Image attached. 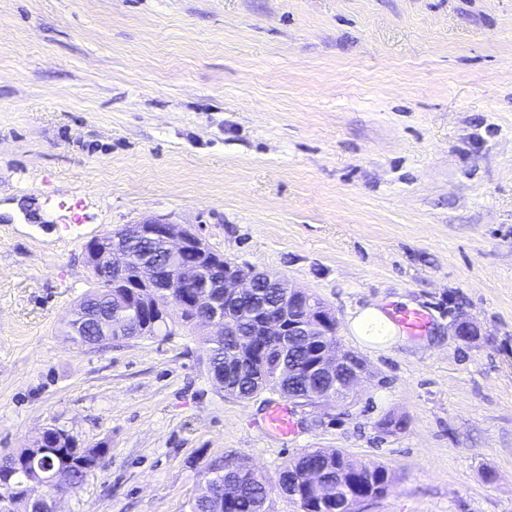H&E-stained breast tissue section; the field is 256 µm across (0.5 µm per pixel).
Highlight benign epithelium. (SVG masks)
I'll use <instances>...</instances> for the list:
<instances>
[{
    "label": "benign epithelium",
    "mask_w": 512,
    "mask_h": 512,
    "mask_svg": "<svg viewBox=\"0 0 512 512\" xmlns=\"http://www.w3.org/2000/svg\"><path fill=\"white\" fill-rule=\"evenodd\" d=\"M85 259L90 269L107 278L110 287L120 290L135 283L139 288H159L178 308L176 289L184 285L197 289L196 305L206 309L207 315L194 322L215 329L217 336L236 335L234 320L241 299L253 293L257 280L265 279L288 289V310L278 319L259 318L253 335L303 337V346L312 354L310 372L336 375L337 403L351 397L366 373L363 359L341 351L337 342L321 347L310 342L311 336L336 335L335 318L318 298L288 282L224 261V255L210 248L199 233L179 224L159 219L126 224L90 239ZM132 270L135 277L130 284Z\"/></svg>",
    "instance_id": "1"
}]
</instances>
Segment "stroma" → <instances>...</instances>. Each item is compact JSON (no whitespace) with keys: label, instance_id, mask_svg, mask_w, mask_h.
<instances>
[{"label":"stroma","instance_id":"35a3bbf8","mask_svg":"<svg viewBox=\"0 0 512 512\" xmlns=\"http://www.w3.org/2000/svg\"><path fill=\"white\" fill-rule=\"evenodd\" d=\"M147 219L319 297L349 401L283 439L202 328L72 346L87 241ZM374 303L431 327L359 341ZM47 428L109 450L57 512H189L228 456L302 512L309 449L387 469L360 512H512V0H0V456ZM430 321L429 314L421 309L403 310L397 317L399 326L411 336H423L430 327Z\"/></svg>","mask_w":512,"mask_h":512}]
</instances>
